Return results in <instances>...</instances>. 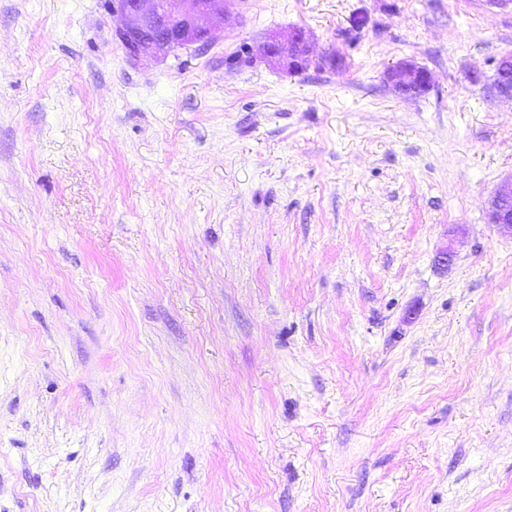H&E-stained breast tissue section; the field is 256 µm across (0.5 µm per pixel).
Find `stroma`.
Listing matches in <instances>:
<instances>
[{
  "label": "stroma",
  "mask_w": 512,
  "mask_h": 512,
  "mask_svg": "<svg viewBox=\"0 0 512 512\" xmlns=\"http://www.w3.org/2000/svg\"><path fill=\"white\" fill-rule=\"evenodd\" d=\"M118 24L0 0V512H512V8L234 0L162 60ZM267 59L280 64L288 71H301L305 61L310 58L309 38L304 31L295 29L288 35L275 33L263 47ZM511 84V87H510ZM497 99L512 100V55L506 54L499 58L494 76ZM384 80L396 95L410 98L426 88L431 78L424 67L403 61L388 68L384 73ZM512 176L502 182L489 200V224L512 235Z\"/></svg>",
  "instance_id": "1"
}]
</instances>
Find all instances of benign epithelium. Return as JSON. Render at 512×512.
<instances>
[{
    "instance_id": "benign-epithelium-1",
    "label": "benign epithelium",
    "mask_w": 512,
    "mask_h": 512,
    "mask_svg": "<svg viewBox=\"0 0 512 512\" xmlns=\"http://www.w3.org/2000/svg\"><path fill=\"white\" fill-rule=\"evenodd\" d=\"M230 0H114L112 13L119 18L115 35L129 56L164 59L177 49H195L213 42L224 27ZM267 59L289 71H300L310 58L309 38L295 29L275 33L263 47ZM385 83L402 97H413L430 83L429 72L410 61L384 73ZM494 97L512 100V55L499 58L494 76ZM489 223L512 235V176L502 182L489 200Z\"/></svg>"
}]
</instances>
